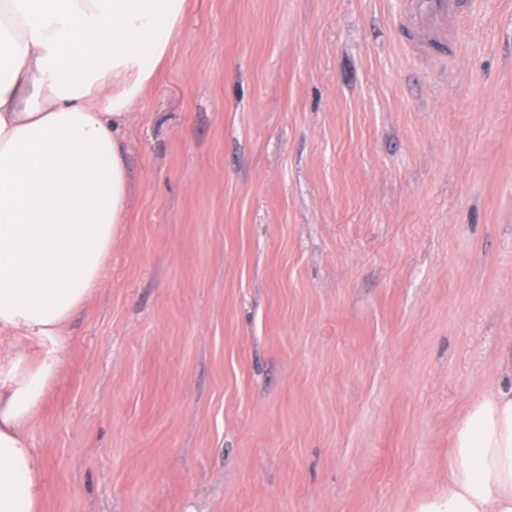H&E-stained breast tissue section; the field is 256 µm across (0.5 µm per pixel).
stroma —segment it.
Here are the masks:
<instances>
[{"label":"stroma","mask_w":512,"mask_h":512,"mask_svg":"<svg viewBox=\"0 0 512 512\" xmlns=\"http://www.w3.org/2000/svg\"><path fill=\"white\" fill-rule=\"evenodd\" d=\"M188 0L27 429L42 512H416L512 343V0ZM464 0H405L403 14L394 20L404 47L412 54L432 55L451 48V24L462 14Z\"/></svg>","instance_id":"obj_1"}]
</instances>
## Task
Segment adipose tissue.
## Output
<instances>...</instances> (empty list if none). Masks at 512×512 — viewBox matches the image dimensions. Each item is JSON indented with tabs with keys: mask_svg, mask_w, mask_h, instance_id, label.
Listing matches in <instances>:
<instances>
[{
	"mask_svg": "<svg viewBox=\"0 0 512 512\" xmlns=\"http://www.w3.org/2000/svg\"><path fill=\"white\" fill-rule=\"evenodd\" d=\"M186 0H0V512H41L26 430L63 328L110 261L130 185L121 130ZM49 343L42 355L25 347ZM454 433L448 492L418 512H512V344Z\"/></svg>",
	"mask_w": 512,
	"mask_h": 512,
	"instance_id": "ef3b65f1",
	"label": "adipose tissue"
}]
</instances>
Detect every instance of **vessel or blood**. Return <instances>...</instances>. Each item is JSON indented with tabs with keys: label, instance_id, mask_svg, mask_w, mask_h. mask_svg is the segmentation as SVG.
I'll return each instance as SVG.
<instances>
[{
	"label": "vessel or blood",
	"instance_id": "vessel-or-blood-1",
	"mask_svg": "<svg viewBox=\"0 0 512 512\" xmlns=\"http://www.w3.org/2000/svg\"><path fill=\"white\" fill-rule=\"evenodd\" d=\"M462 6L463 0H405L403 14L394 21L404 47L425 56L446 47Z\"/></svg>",
	"mask_w": 512,
	"mask_h": 512
}]
</instances>
